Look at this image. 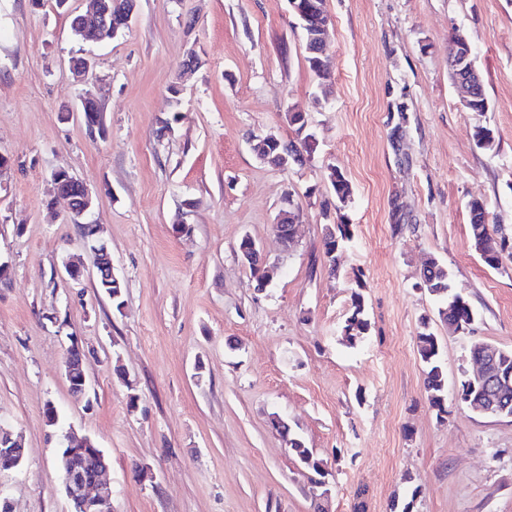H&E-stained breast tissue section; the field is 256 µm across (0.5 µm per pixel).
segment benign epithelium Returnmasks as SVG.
Returning a JSON list of instances; mask_svg holds the SVG:
<instances>
[{
	"mask_svg": "<svg viewBox=\"0 0 512 512\" xmlns=\"http://www.w3.org/2000/svg\"><path fill=\"white\" fill-rule=\"evenodd\" d=\"M138 0H125L117 12H112V5L108 0H90L92 17L83 15L77 18L81 27L92 33L109 29L112 31V38L122 34L134 17ZM288 4L295 18L302 29L306 30V51L312 55L311 62L320 78L319 88H324L325 83L331 77L327 68L324 56V46L327 42L329 26L332 18L319 5H312L310 0H288ZM472 48L468 40L459 35L451 41L448 60L451 68L457 73L455 85L458 88L463 103H468L472 98V84L478 79L476 70L470 66ZM91 68V60L87 56L75 58L70 64V73L77 81H82L88 75ZM81 108L84 111V121L88 130L95 131L103 119L99 112L97 100L86 95L81 100ZM280 139L272 132L264 135H256L251 140V147L255 148V154L262 161L274 159L277 167L286 168L290 165L288 155L278 151ZM52 180L56 186L58 195L68 201V219L72 223L80 224L87 228L89 237H96L100 232V225L93 219L95 200L91 191L76 177L65 170H58L53 173ZM297 221L290 218V214L280 211L274 226V233L283 251L288 252L296 246ZM95 253V273L93 281L103 287H115L119 285V278L115 275L110 256L105 244L100 243L93 247ZM237 258L244 266H262L266 264L262 250L255 240L249 236L243 237V245L236 251ZM497 350L490 348L487 356L475 361L476 370L473 373L471 383L482 384L487 382L492 385L497 393L496 397L483 407V412L497 417H512V406L507 404L505 396L512 390V371L506 372L499 366ZM66 376L69 382L75 387V393L83 395L88 387V379L83 366L76 364L73 356L66 360ZM16 443L13 435L9 432L0 431V458L9 467L19 464L20 459L16 456ZM81 455L93 461L98 472L94 479H86L75 467L65 465L63 469L62 484L67 498L75 508V512H103L102 507L111 497V488L103 482L104 472L107 470L104 453L97 448L89 439L84 440L79 447L68 446L64 460H69Z\"/></svg>",
	"mask_w": 512,
	"mask_h": 512,
	"instance_id": "7a95c632",
	"label": "benign epithelium"
}]
</instances>
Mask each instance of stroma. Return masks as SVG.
I'll use <instances>...</instances> for the list:
<instances>
[{
	"instance_id": "1",
	"label": "stroma",
	"mask_w": 512,
	"mask_h": 512,
	"mask_svg": "<svg viewBox=\"0 0 512 512\" xmlns=\"http://www.w3.org/2000/svg\"><path fill=\"white\" fill-rule=\"evenodd\" d=\"M330 101L319 98L288 0H139L117 39L92 46L73 81L71 16L50 0H0V429L20 436L0 474L12 512H72L56 456L89 437L108 460L111 512H316L315 488L273 418L326 464L330 512H512V418L457 402L472 343L512 349V261L487 267L469 238L470 200L512 230V0H327ZM463 34L488 108L466 109L448 70ZM198 66L184 75L188 54ZM106 136L89 132L85 95ZM304 166L260 161L251 137L294 139ZM491 130L496 147L476 145ZM64 169L94 194L99 236L124 283L97 292L94 255L67 203ZM350 181L337 209L330 170ZM301 213L282 252L272 225L284 196ZM344 212L352 238L329 273L324 225ZM251 236L275 273L256 291L236 256ZM77 258L80 281L61 275ZM478 314L440 321L421 290L427 259ZM369 328L342 342L352 292ZM442 345L445 419L429 404L416 338ZM78 344L89 381L65 372ZM59 414L51 425L48 407ZM152 477L140 474V467Z\"/></svg>"
}]
</instances>
